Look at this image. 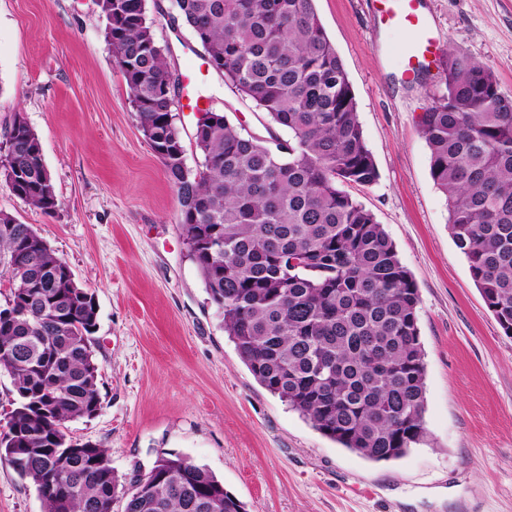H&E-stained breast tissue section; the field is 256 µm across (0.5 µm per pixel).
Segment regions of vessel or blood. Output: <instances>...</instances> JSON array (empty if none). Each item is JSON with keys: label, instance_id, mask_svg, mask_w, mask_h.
Segmentation results:
<instances>
[{"label": "vessel or blood", "instance_id": "b4317fda", "mask_svg": "<svg viewBox=\"0 0 512 512\" xmlns=\"http://www.w3.org/2000/svg\"><path fill=\"white\" fill-rule=\"evenodd\" d=\"M380 21L388 27H402L416 31L412 50L403 57V74L415 78L429 68L431 58L438 51V44L421 11L420 0H376Z\"/></svg>", "mask_w": 512, "mask_h": 512}]
</instances>
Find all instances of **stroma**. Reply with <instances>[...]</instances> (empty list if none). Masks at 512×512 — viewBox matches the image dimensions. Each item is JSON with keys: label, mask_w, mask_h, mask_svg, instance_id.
<instances>
[{"label": "stroma", "mask_w": 512, "mask_h": 512, "mask_svg": "<svg viewBox=\"0 0 512 512\" xmlns=\"http://www.w3.org/2000/svg\"><path fill=\"white\" fill-rule=\"evenodd\" d=\"M439 49L491 67L512 94V0H422ZM352 84L379 172L348 185L394 242L419 290L424 444L373 462L323 436L262 387L224 334L179 226V205L106 51L97 0H0V130L22 113L61 206L47 217L0 177V210L38 233L98 305L91 336L101 407L67 422L124 476L161 453L206 467L247 512H512V337L486 308L448 231L419 117L445 90L443 61L402 74L410 31L375 0H315ZM184 93L264 134L263 112L203 71L172 0H147ZM0 512H43L0 463Z\"/></svg>", "instance_id": "stroma-1"}]
</instances>
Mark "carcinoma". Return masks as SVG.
<instances>
[{"label":"carcinoma","instance_id":"carcinoma-1","mask_svg":"<svg viewBox=\"0 0 512 512\" xmlns=\"http://www.w3.org/2000/svg\"><path fill=\"white\" fill-rule=\"evenodd\" d=\"M219 75L266 117L269 138L224 113L196 128V167L175 124V77L140 0H103L104 40L140 130L163 165L179 225L224 332L257 382L324 436L372 461L425 437L420 296L372 212L342 186L379 178L353 87L314 0H174ZM443 92L419 117L448 230L503 333L512 336V95L451 50ZM287 150L272 161L276 130ZM0 173L44 215L60 202L39 137L5 127ZM0 371L15 398L0 461L29 480L44 512H246L205 467L164 453L136 481L65 423L100 409L89 336L95 296L29 224L0 211Z\"/></svg>","mask_w":512,"mask_h":512}]
</instances>
